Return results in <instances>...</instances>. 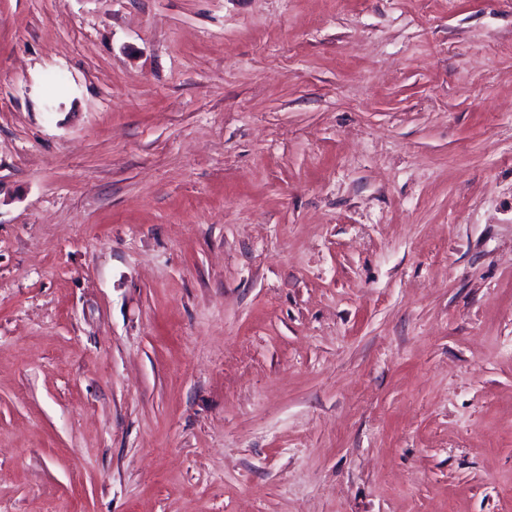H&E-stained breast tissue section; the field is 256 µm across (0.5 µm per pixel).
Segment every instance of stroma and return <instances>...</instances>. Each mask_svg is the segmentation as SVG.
Segmentation results:
<instances>
[{
  "instance_id": "35a3bbf8",
  "label": "stroma",
  "mask_w": 512,
  "mask_h": 512,
  "mask_svg": "<svg viewBox=\"0 0 512 512\" xmlns=\"http://www.w3.org/2000/svg\"><path fill=\"white\" fill-rule=\"evenodd\" d=\"M0 512H512V0H0Z\"/></svg>"
}]
</instances>
